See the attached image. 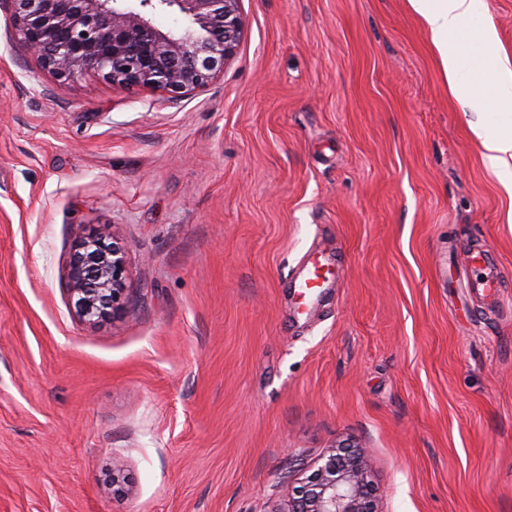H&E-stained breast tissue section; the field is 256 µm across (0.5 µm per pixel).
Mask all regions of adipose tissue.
Instances as JSON below:
<instances>
[{
    "mask_svg": "<svg viewBox=\"0 0 512 512\" xmlns=\"http://www.w3.org/2000/svg\"><path fill=\"white\" fill-rule=\"evenodd\" d=\"M427 30L451 98L472 113L469 128L485 167L512 199V62L479 0H408Z\"/></svg>",
    "mask_w": 512,
    "mask_h": 512,
    "instance_id": "adipose-tissue-1",
    "label": "adipose tissue"
}]
</instances>
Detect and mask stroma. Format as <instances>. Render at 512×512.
<instances>
[{
	"mask_svg": "<svg viewBox=\"0 0 512 512\" xmlns=\"http://www.w3.org/2000/svg\"><path fill=\"white\" fill-rule=\"evenodd\" d=\"M239 8L172 101L59 88L0 0V512H270L347 438L381 512H512V204L469 109L407 0ZM95 231L128 291L88 324ZM311 254L339 276L307 315ZM101 233L85 237L69 266L70 294L75 313L84 322L121 316L125 312L127 259L114 241L104 248Z\"/></svg>",
	"mask_w": 512,
	"mask_h": 512,
	"instance_id": "obj_1",
	"label": "stroma"
}]
</instances>
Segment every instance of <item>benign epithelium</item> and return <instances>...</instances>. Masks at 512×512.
<instances>
[{"label": "benign epithelium", "mask_w": 512, "mask_h": 512, "mask_svg": "<svg viewBox=\"0 0 512 512\" xmlns=\"http://www.w3.org/2000/svg\"><path fill=\"white\" fill-rule=\"evenodd\" d=\"M17 36L62 88L94 73L115 86L159 91L172 100L224 71L244 35L239 0H9ZM160 13H175L183 31L164 29ZM90 234L69 266L75 313L84 322L125 312L127 259L114 241ZM369 451L337 445L288 497L284 512H380Z\"/></svg>", "instance_id": "7a95c632"}]
</instances>
